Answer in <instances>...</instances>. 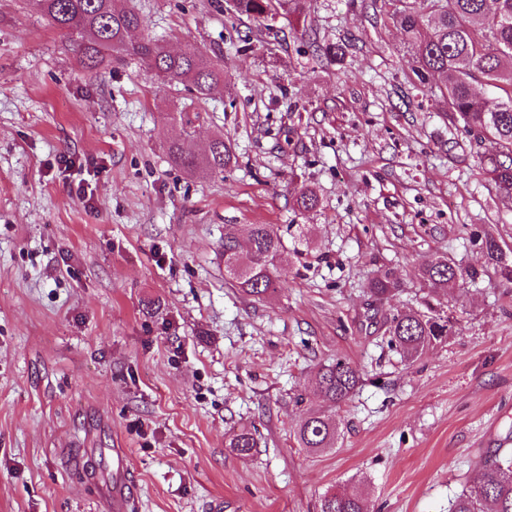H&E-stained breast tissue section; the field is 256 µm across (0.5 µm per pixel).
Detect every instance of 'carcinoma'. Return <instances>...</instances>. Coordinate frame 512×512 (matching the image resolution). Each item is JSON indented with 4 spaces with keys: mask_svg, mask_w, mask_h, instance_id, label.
<instances>
[{
    "mask_svg": "<svg viewBox=\"0 0 512 512\" xmlns=\"http://www.w3.org/2000/svg\"><path fill=\"white\" fill-rule=\"evenodd\" d=\"M25 7L53 27L77 36L75 52L87 69L110 58L116 62L133 56L155 76L169 84H182L204 98L224 88V60L198 52L173 53L156 38L130 40L144 26L134 11L118 0H24ZM239 16L265 18L279 9L301 15L302 0H232ZM391 19L403 30L415 52L414 87L433 92L430 77L444 78L440 96L466 134L488 142L491 150L482 158L499 189L512 192V0H398ZM482 81L496 90L479 96L472 84ZM172 161L190 172L222 173L233 159L224 139L213 140L201 153L174 143L168 148ZM250 252L241 254L233 226L224 232V271L243 294L262 300L279 288L278 269L287 248L272 224H252ZM479 247L501 276L512 281V258L496 238L483 231ZM465 273L443 258H433L418 269L428 296L438 299L453 293ZM401 287L389 270L381 271L370 284V293L382 301ZM391 349L413 363L430 347L448 340L454 324L448 312L430 302L425 309L398 310L386 319ZM316 380L326 401L336 406L348 400L360 383L359 371L336 360L317 369ZM335 416L313 413L295 432L299 447L310 453L333 448L338 439ZM256 431L241 427L228 437L227 447L247 458L257 448ZM319 512H368L367 499L346 491L326 493ZM450 512H512V448H498L480 463V475L453 500Z\"/></svg>",
    "mask_w": 512,
    "mask_h": 512,
    "instance_id": "1",
    "label": "carcinoma"
}]
</instances>
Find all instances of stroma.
I'll use <instances>...</instances> for the list:
<instances>
[{
	"label": "stroma",
	"mask_w": 512,
	"mask_h": 512,
	"mask_svg": "<svg viewBox=\"0 0 512 512\" xmlns=\"http://www.w3.org/2000/svg\"><path fill=\"white\" fill-rule=\"evenodd\" d=\"M120 4L171 51L223 59L226 87L201 100L130 57L86 70L64 32L0 0V512H113L117 446L126 512H317L340 488L369 512H449L512 437V283L468 240L487 228L512 251L487 143L414 90L389 0L273 20L227 0ZM218 137L224 173L168 157ZM229 224L243 251L249 225L278 228L275 297L225 276ZM436 256L477 277L442 300L452 336L407 364L385 321L423 307L416 269ZM384 269L401 287L380 302ZM339 357L361 382L333 408L314 374ZM329 410L335 447L299 448L301 420ZM241 425L246 459L225 446ZM256 431L251 427H240L228 437L226 448H231L239 457L247 458L257 448ZM130 483L126 451L123 448H112V503L118 512L125 510V504L130 498Z\"/></svg>",
	"instance_id": "stroma-1"
}]
</instances>
